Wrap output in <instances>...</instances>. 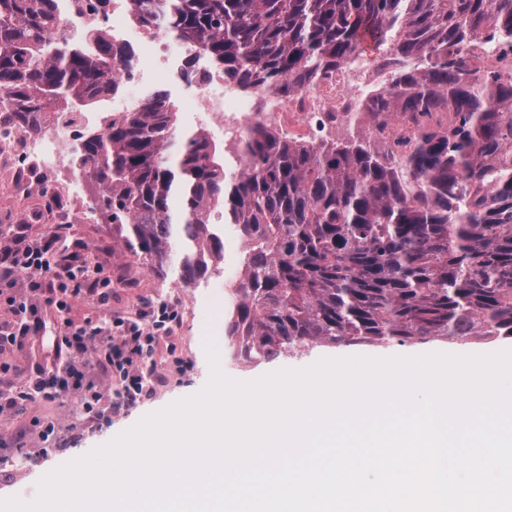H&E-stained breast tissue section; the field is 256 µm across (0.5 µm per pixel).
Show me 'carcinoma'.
<instances>
[{
	"instance_id": "obj_1",
	"label": "carcinoma",
	"mask_w": 512,
	"mask_h": 512,
	"mask_svg": "<svg viewBox=\"0 0 512 512\" xmlns=\"http://www.w3.org/2000/svg\"><path fill=\"white\" fill-rule=\"evenodd\" d=\"M53 2L0 0V110L31 131L50 108L79 114L112 95L118 50L102 36L58 42ZM130 2L137 22L203 48L245 88H300L370 41L403 88L377 98L378 119L454 113L395 164L365 134L316 148L256 124L233 176L200 132L168 152L177 127L166 96L87 137L78 167L136 259L163 273L176 247L192 285L219 271L212 213L239 233L224 321L232 355L512 336V81L469 64L471 38L512 37V0Z\"/></svg>"
}]
</instances>
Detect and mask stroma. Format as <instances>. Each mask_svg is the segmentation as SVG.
Here are the masks:
<instances>
[{
	"label": "stroma",
	"instance_id": "obj_1",
	"mask_svg": "<svg viewBox=\"0 0 512 512\" xmlns=\"http://www.w3.org/2000/svg\"><path fill=\"white\" fill-rule=\"evenodd\" d=\"M216 231L224 241V252L218 261L220 274L187 286L179 279L177 263H170L166 272L153 271L116 241L111 225L99 222L72 225L68 245L85 253L112 275L111 313L122 315L147 303L158 304V294L163 290L175 293L174 305L179 316L171 340L176 350L157 351L160 362L157 374L161 382L134 407L115 408L89 422L75 417L73 403L61 399L40 401L37 413L55 423V431L46 441L23 418L0 422V500L16 498L27 503L37 499L45 471L86 456L136 426L144 417L199 394L209 383L215 365L230 379L251 382L280 370H302L323 359L384 358L393 354L475 356L512 350V338L475 337L453 341L430 338L404 345L301 348L260 363L232 360L227 355L224 336V308L230 303L229 287L240 276L243 244L231 226L220 224ZM211 345L218 353L214 365L207 354Z\"/></svg>",
	"mask_w": 512,
	"mask_h": 512
}]
</instances>
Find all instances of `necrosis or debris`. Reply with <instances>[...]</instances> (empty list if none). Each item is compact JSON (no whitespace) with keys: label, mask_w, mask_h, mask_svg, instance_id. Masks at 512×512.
Returning a JSON list of instances; mask_svg holds the SVG:
<instances>
[{"label":"necrosis or debris","mask_w":512,"mask_h":512,"mask_svg":"<svg viewBox=\"0 0 512 512\" xmlns=\"http://www.w3.org/2000/svg\"><path fill=\"white\" fill-rule=\"evenodd\" d=\"M56 13L58 34L104 33L125 47L112 69L118 85L113 111H137L177 82L187 91L183 111L193 126L228 145H241L247 130L260 123L320 146L357 126L366 101L385 88L382 64L352 60L286 94L246 90L225 78L223 69L198 46L136 22L129 0H58ZM92 121L89 115L76 120L68 111H51L35 135L0 123V204L17 196L35 201L40 187L47 185L59 196L54 222L87 223L94 194L73 163L72 149Z\"/></svg>","instance_id":"4bbe7bcc"}]
</instances>
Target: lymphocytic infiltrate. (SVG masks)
Returning <instances> with one entry per match:
<instances>
[{
	"label": "lymphocytic infiltrate",
	"instance_id": "lymphocytic-infiltrate-1",
	"mask_svg": "<svg viewBox=\"0 0 512 512\" xmlns=\"http://www.w3.org/2000/svg\"><path fill=\"white\" fill-rule=\"evenodd\" d=\"M69 233V225L56 224L38 239L0 235V306L9 312L8 318L0 320V418L28 416L30 425L44 433L54 432L55 424L41 420L34 407L55 397L62 387L92 418L115 402L126 407L137 404L145 394L144 359L178 322L177 311L165 305L125 315L105 314L112 281L81 251L64 248ZM21 272L32 275V291L52 286V302L61 314L54 324H47L31 300L15 293V278ZM79 301L93 311L77 323L64 313ZM48 332L53 338L43 360L15 362V349ZM102 376L115 378L121 393L101 387Z\"/></svg>",
	"mask_w": 512,
	"mask_h": 512
}]
</instances>
